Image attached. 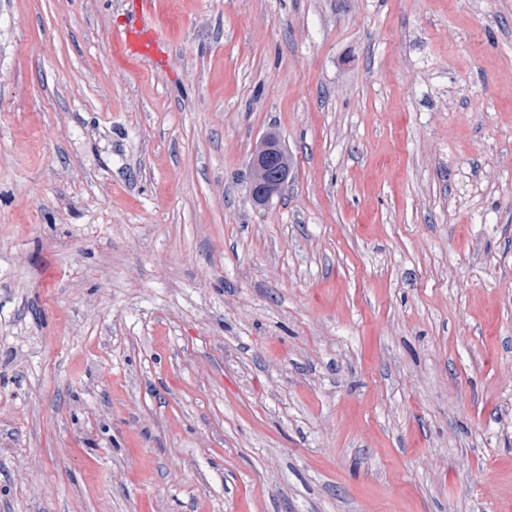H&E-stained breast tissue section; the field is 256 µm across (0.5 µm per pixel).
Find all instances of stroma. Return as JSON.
<instances>
[{
	"instance_id": "stroma-1",
	"label": "stroma",
	"mask_w": 512,
	"mask_h": 512,
	"mask_svg": "<svg viewBox=\"0 0 512 512\" xmlns=\"http://www.w3.org/2000/svg\"><path fill=\"white\" fill-rule=\"evenodd\" d=\"M136 2L0 0V512H512V0ZM114 41L117 44L126 46L134 54H154L158 45L153 32L146 27L137 12L131 15L124 27L114 34ZM264 139L265 136H262L257 143L250 161V194L254 204L259 201L266 204L274 195H277L288 183L291 173L288 164V151L282 147H269ZM273 162H275V167H278V171L276 180L270 182L266 179V173Z\"/></svg>"
}]
</instances>
